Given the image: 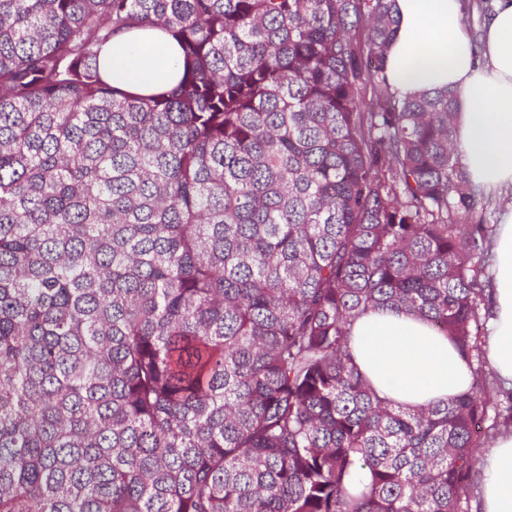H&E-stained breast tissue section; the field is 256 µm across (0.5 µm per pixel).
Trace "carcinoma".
Listing matches in <instances>:
<instances>
[{"mask_svg":"<svg viewBox=\"0 0 512 512\" xmlns=\"http://www.w3.org/2000/svg\"><path fill=\"white\" fill-rule=\"evenodd\" d=\"M392 0H0V512H462L491 399L404 409L380 308L472 357L458 94L402 97ZM173 37L178 85L101 48ZM365 473L366 477L358 478ZM100 71L113 87L139 94L171 89L181 75L178 43L156 29L122 33L105 45Z\"/></svg>","mask_w":512,"mask_h":512,"instance_id":"carcinoma-1","label":"carcinoma"}]
</instances>
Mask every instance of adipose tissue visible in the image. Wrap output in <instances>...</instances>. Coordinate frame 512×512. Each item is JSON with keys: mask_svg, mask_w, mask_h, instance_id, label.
Returning a JSON list of instances; mask_svg holds the SVG:
<instances>
[{"mask_svg": "<svg viewBox=\"0 0 512 512\" xmlns=\"http://www.w3.org/2000/svg\"><path fill=\"white\" fill-rule=\"evenodd\" d=\"M392 10L390 82L404 96L458 92L460 162L474 188L499 198L486 356L498 379L512 387V0H492L477 42L467 31L462 0H393ZM99 65L113 87L154 94L177 84L181 51L161 31L138 29L105 45ZM352 350L373 388L397 406L418 408L456 397L473 382L461 350L426 320L403 311L358 318ZM478 512H512V431L500 434L482 458Z\"/></svg>", "mask_w": 512, "mask_h": 512, "instance_id": "ef3b65f1", "label": "adipose tissue"}]
</instances>
